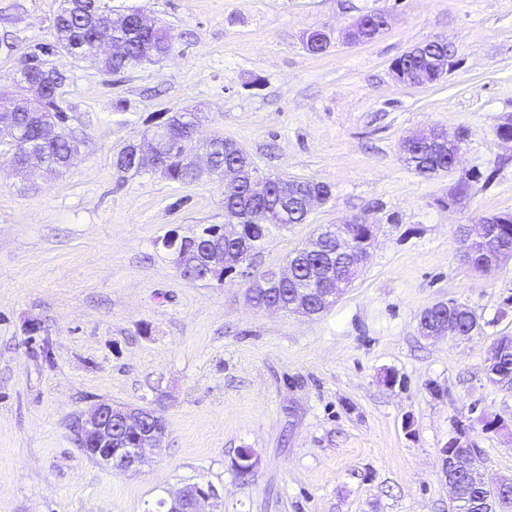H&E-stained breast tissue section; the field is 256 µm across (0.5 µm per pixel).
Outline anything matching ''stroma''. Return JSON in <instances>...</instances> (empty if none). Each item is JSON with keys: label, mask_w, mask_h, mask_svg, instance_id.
Masks as SVG:
<instances>
[{"label": "stroma", "mask_w": 512, "mask_h": 512, "mask_svg": "<svg viewBox=\"0 0 512 512\" xmlns=\"http://www.w3.org/2000/svg\"><path fill=\"white\" fill-rule=\"evenodd\" d=\"M140 8L174 51L134 72L53 55L60 105L81 144L59 175L16 173L0 141V512H155L188 485H213L204 512H451L442 450L458 429L487 484L512 477V390L486 375L512 336V259L482 274L457 231L512 212V0H103ZM60 0H0V76L51 40ZM377 12L388 28L354 44ZM328 33L313 55L301 36ZM443 40L454 68L399 83L393 61ZM201 114L196 137L227 136L257 167L330 185L305 223L274 230L254 274L286 265L317 228L376 225L360 277L320 315L252 308L248 280L192 281L163 237L226 225L224 184L124 172L116 154L165 112ZM431 126L461 146L425 179L404 138ZM472 176L467 196L448 191ZM453 300L482 330L423 336L421 312ZM100 401L163 417L166 434L135 472L80 449L75 422ZM501 428L483 431L481 416ZM251 449L250 474L237 470ZM379 22L376 26L372 27L367 25V18L359 19L349 31V37L354 42H365L377 36L387 26L386 13H377Z\"/></svg>", "instance_id": "35a3bbf8"}]
</instances>
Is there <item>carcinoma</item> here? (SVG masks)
<instances>
[{
    "instance_id": "carcinoma-1",
    "label": "carcinoma",
    "mask_w": 512,
    "mask_h": 512,
    "mask_svg": "<svg viewBox=\"0 0 512 512\" xmlns=\"http://www.w3.org/2000/svg\"><path fill=\"white\" fill-rule=\"evenodd\" d=\"M99 10V0H61L53 18L52 42L34 46L25 54L28 59V75L24 79L15 76L8 78V88L16 89V94L36 87L38 97L30 107L22 112H0V127H14L21 141L40 153L47 170L55 173L69 164L71 156L77 151L79 139L69 129V117L59 105L60 89L66 78L57 73H45L47 57L65 51L78 55L93 47L98 30L91 22L92 16ZM112 40L124 46V53L112 55L105 61V71L121 74L133 71L145 64L153 63L166 55L172 48V38L166 29L156 32L142 30L134 22L121 27L111 28ZM442 50L431 43L424 45L409 56H400L393 62L397 70L417 67L429 68V57ZM159 125L164 128L165 159L162 175L176 182H190L195 179L194 169L185 162V156L197 150L192 137L196 126L195 113L182 110L167 116ZM230 138L218 136L207 145L206 151L212 157L215 167L222 169L240 162V157L230 152L227 143ZM405 160L414 172L429 178L448 168L454 150L448 142L434 138L426 139V145L420 148L402 146ZM311 194L329 198L331 187L321 181L306 180L298 184L297 195ZM224 212L238 221L239 239L226 240L217 235L218 227L209 226L201 233L192 236L171 238L163 247L171 248L182 256L181 275L192 280H219L227 276L243 275L240 265L245 247L257 248L271 233L272 229L288 224H302L306 215L300 206L293 202L287 206L280 200L277 180L271 181L268 195L259 200H251L246 186L236 184L224 187ZM498 237L512 242V213L499 214L498 224L494 225ZM219 250L224 254V267L214 271L204 262L205 254ZM293 277L286 282L275 281L276 273L262 274V278L272 283L270 288H259L254 299L266 304H288L296 298L298 289L308 288V303L316 305L319 296L328 288L335 287L336 279L349 280L352 271L349 263L336 257L333 239L320 232L305 247L290 256ZM448 321L455 326L458 335L467 338L477 334L480 323L477 316L468 307L459 311L456 308H426L419 322L435 324ZM495 362L487 366L489 379L504 389H512V337L504 336L494 346ZM114 440L130 448L140 447L143 436L124 430L118 421L112 422ZM512 508V483L505 489L493 492L485 487L481 477L463 474L457 479V497L453 502V512H496L498 509Z\"/></svg>"
}]
</instances>
